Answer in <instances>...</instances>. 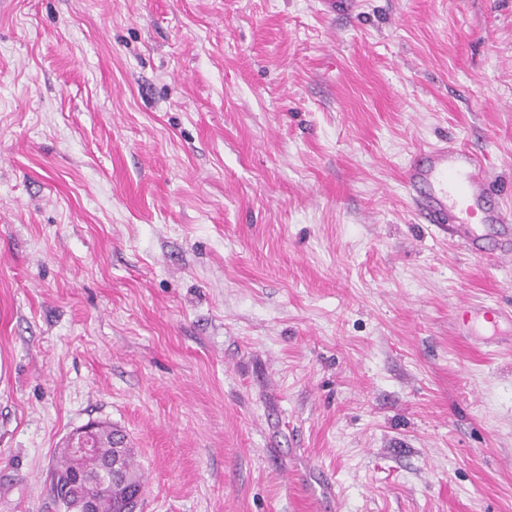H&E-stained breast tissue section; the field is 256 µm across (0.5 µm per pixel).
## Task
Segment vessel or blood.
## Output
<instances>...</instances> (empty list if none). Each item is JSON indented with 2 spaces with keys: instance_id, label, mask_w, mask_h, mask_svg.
<instances>
[{
  "instance_id": "b4317fda",
  "label": "vessel or blood",
  "mask_w": 512,
  "mask_h": 512,
  "mask_svg": "<svg viewBox=\"0 0 512 512\" xmlns=\"http://www.w3.org/2000/svg\"><path fill=\"white\" fill-rule=\"evenodd\" d=\"M416 197L417 214L427 224L447 225L452 237L474 256L492 250L512 254V212L494 191L486 165L468 147L448 143L416 153L405 169ZM512 323L501 307L466 308V328H497Z\"/></svg>"
}]
</instances>
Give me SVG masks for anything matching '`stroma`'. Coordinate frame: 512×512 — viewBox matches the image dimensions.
<instances>
[{
    "mask_svg": "<svg viewBox=\"0 0 512 512\" xmlns=\"http://www.w3.org/2000/svg\"><path fill=\"white\" fill-rule=\"evenodd\" d=\"M512 210V0H0V512L88 422L140 512H512V261L421 223L417 150ZM463 326H466L468 330L473 327L480 330L491 328L493 334H496L498 325L501 322H508L512 324V312L502 307L492 306H476L467 307L465 309Z\"/></svg>",
    "mask_w": 512,
    "mask_h": 512,
    "instance_id": "1",
    "label": "stroma"
}]
</instances>
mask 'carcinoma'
Here are the masks:
<instances>
[{
    "instance_id": "obj_1",
    "label": "carcinoma",
    "mask_w": 512,
    "mask_h": 512,
    "mask_svg": "<svg viewBox=\"0 0 512 512\" xmlns=\"http://www.w3.org/2000/svg\"><path fill=\"white\" fill-rule=\"evenodd\" d=\"M97 453L87 458L83 470L105 493L106 512H129L133 495L140 494L143 476L125 435L110 425H100L96 437ZM55 502L64 512H87L84 497L76 492L62 494L51 485Z\"/></svg>"
}]
</instances>
